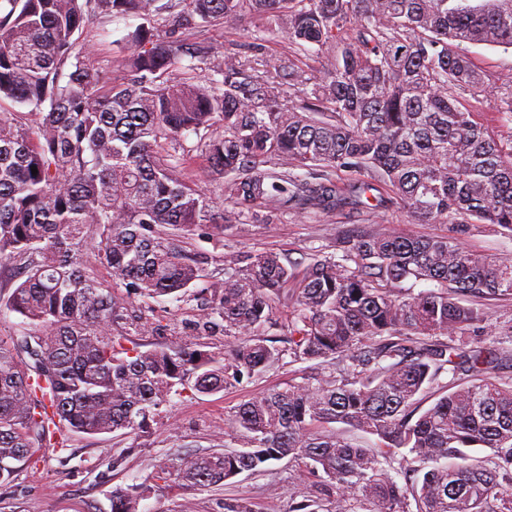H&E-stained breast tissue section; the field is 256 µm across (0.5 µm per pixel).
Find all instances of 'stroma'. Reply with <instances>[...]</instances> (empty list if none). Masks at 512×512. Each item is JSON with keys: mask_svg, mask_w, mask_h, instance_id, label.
I'll use <instances>...</instances> for the list:
<instances>
[{"mask_svg": "<svg viewBox=\"0 0 512 512\" xmlns=\"http://www.w3.org/2000/svg\"><path fill=\"white\" fill-rule=\"evenodd\" d=\"M85 62L92 70L111 75L116 68L112 41L128 31L125 22L93 21L89 26ZM208 41L221 51L260 54L270 64L291 54L288 35L279 21L269 18L246 21L230 27H216L206 33ZM465 53L482 78L502 87H512V50L499 46L466 45ZM397 228L414 236H444L446 224H416L400 206L390 205L366 213L343 206L312 214L280 213L276 217L247 220L236 235L215 244L191 236L187 247L202 256L209 275H222L224 257L242 251L277 250L296 264L308 254L336 251L337 231ZM308 363L280 362L243 386L213 395L175 399L167 418L158 423L147 445L128 437L115 442L111 436L97 438L74 435L64 446L46 449L36 465L17 469L12 482L0 487V512H112L114 487L152 479L154 491L141 502L139 512H224L225 498L239 494L254 497L259 512H288L293 488L288 476L294 466L281 460L260 473H245L234 482L205 490L160 479L158 473L180 454L211 452L224 442V413L229 408L263 392L283 386L309 373ZM122 455L113 466V455ZM277 495H267L269 486Z\"/></svg>", "mask_w": 512, "mask_h": 512, "instance_id": "35a3bbf8", "label": "stroma"}]
</instances>
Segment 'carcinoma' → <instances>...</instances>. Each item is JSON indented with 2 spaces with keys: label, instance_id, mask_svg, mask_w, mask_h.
Here are the masks:
<instances>
[{
  "label": "carcinoma",
  "instance_id": "obj_1",
  "mask_svg": "<svg viewBox=\"0 0 512 512\" xmlns=\"http://www.w3.org/2000/svg\"><path fill=\"white\" fill-rule=\"evenodd\" d=\"M267 15L323 59L300 104L280 94L305 79L295 60L248 75L201 38ZM127 18L143 23L112 42L103 81L84 60L88 25ZM454 42L512 48V0H0V271L16 266L0 304L30 327L0 339V485L54 431L148 437L172 397L235 388L287 354L317 366L229 409L226 450L185 454L167 478L210 488L287 457L301 486L288 512H512V346L469 340L488 302L512 298L511 257L365 230L300 272L267 250L224 257L215 277L184 245L261 212L364 207L380 188L416 224L512 238V144L460 101L487 86ZM195 150L232 209L192 185ZM337 171L359 179L340 188ZM165 296L207 306L175 341L137 306ZM445 371L460 383L434 390ZM152 490L112 489V512ZM224 512L256 504L229 497Z\"/></svg>",
  "mask_w": 512,
  "mask_h": 512
}]
</instances>
